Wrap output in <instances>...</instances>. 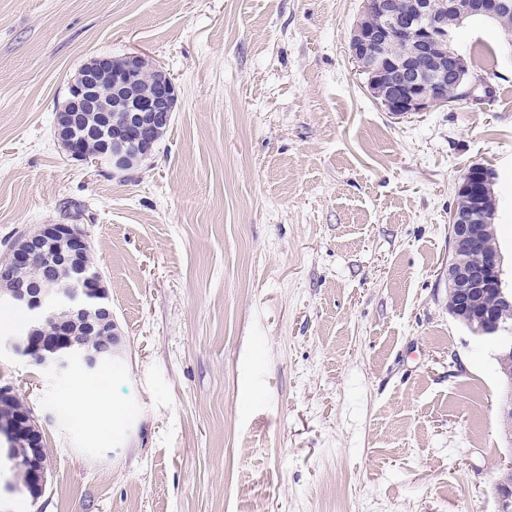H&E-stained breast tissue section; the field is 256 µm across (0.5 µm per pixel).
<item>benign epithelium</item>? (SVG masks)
I'll return each instance as SVG.
<instances>
[{"label": "benign epithelium", "mask_w": 512, "mask_h": 512, "mask_svg": "<svg viewBox=\"0 0 512 512\" xmlns=\"http://www.w3.org/2000/svg\"><path fill=\"white\" fill-rule=\"evenodd\" d=\"M512 0H420L414 10L397 12L388 0H363L361 14L349 32V55L368 75L367 86L381 106L396 116L428 112L446 106L445 72H451L465 98L473 97L476 83L470 82L467 58L456 48V32L463 21L481 16L494 23ZM393 35L401 43L417 45L414 54L391 59L372 55L369 48ZM146 66L140 53L123 57L119 68L106 57L87 63L84 74L68 84L73 111L95 105L96 74H112L116 91L124 88L133 73ZM177 102L173 79L157 78L153 94L142 98L117 95L114 118L123 135L112 138L100 153H89L72 135L74 123L57 125V135L70 155L81 162L105 166L114 176L129 177L139 161L152 149L153 132L166 126ZM493 173L474 165L466 171L457 194L466 195L474 206L454 209L449 217L448 311L459 322L481 336L494 335L512 317V291L502 288L501 255L494 241L497 217L491 190ZM90 251L86 232L77 224H42L16 243L0 260V283L13 284L3 301L24 311L28 328L8 339L14 354L41 368L63 376L78 366L95 371L112 359V343L92 347L67 333V322L92 310L98 315L97 332L118 335L112 320V304L99 268L81 259ZM49 322L57 325L53 336L41 334ZM496 361L507 388L502 412L512 415V338L498 337ZM0 435L9 445L7 459L22 444L28 467L12 490L40 502L48 486V450L34 409L24 407L0 415ZM498 512H512V482L499 480L494 487Z\"/></svg>", "instance_id": "7a95c632"}]
</instances>
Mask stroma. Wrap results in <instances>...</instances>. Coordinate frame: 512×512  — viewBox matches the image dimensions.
Instances as JSON below:
<instances>
[{
    "label": "stroma",
    "mask_w": 512,
    "mask_h": 512,
    "mask_svg": "<svg viewBox=\"0 0 512 512\" xmlns=\"http://www.w3.org/2000/svg\"><path fill=\"white\" fill-rule=\"evenodd\" d=\"M363 0H0V257L87 232L121 346L120 423L0 345L39 416L44 508L11 512H496L512 455L496 346L448 311V218L494 175L512 289V51L457 33L490 95L384 111L347 50ZM174 79L167 134L127 180L72 160L56 115L91 58ZM86 389H92L95 392L94 409L99 417V421L105 424L106 428L112 427L121 412L114 409L103 395L104 391L100 383L97 381H88L87 384H81L80 390L70 393L64 400L68 415L75 421H84L88 413V403L84 392Z\"/></svg>",
    "instance_id": "1"
}]
</instances>
